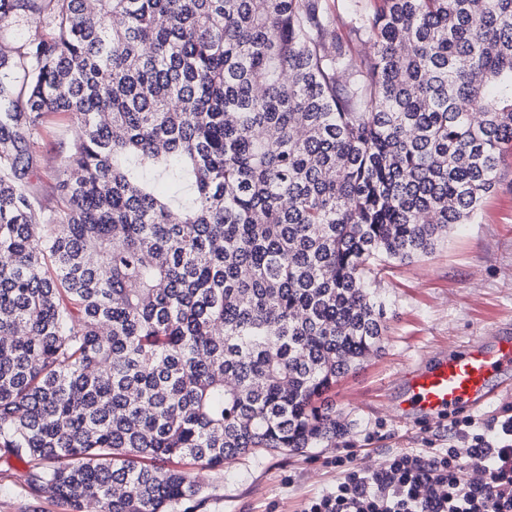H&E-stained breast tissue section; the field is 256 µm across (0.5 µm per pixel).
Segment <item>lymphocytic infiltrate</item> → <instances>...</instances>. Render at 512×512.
<instances>
[{
    "label": "lymphocytic infiltrate",
    "mask_w": 512,
    "mask_h": 512,
    "mask_svg": "<svg viewBox=\"0 0 512 512\" xmlns=\"http://www.w3.org/2000/svg\"><path fill=\"white\" fill-rule=\"evenodd\" d=\"M461 448L405 449L367 472L344 470L303 512H512V415H465L453 423ZM480 465L481 479L467 475Z\"/></svg>",
    "instance_id": "f902f5d3"
}]
</instances>
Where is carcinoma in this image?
Instances as JSON below:
<instances>
[{"mask_svg":"<svg viewBox=\"0 0 512 512\" xmlns=\"http://www.w3.org/2000/svg\"><path fill=\"white\" fill-rule=\"evenodd\" d=\"M0 0V458L67 512H187L208 470L332 444L377 276L512 151V0ZM51 114L59 207L28 190ZM335 16L337 15V28L335 26V33L342 37L344 41L348 42L351 47L358 52L364 51V46L356 42L355 34L352 30L350 21V14L347 12L343 0H329Z\"/></svg>","mask_w":512,"mask_h":512,"instance_id":"cac0c4a2","label":"carcinoma"}]
</instances>
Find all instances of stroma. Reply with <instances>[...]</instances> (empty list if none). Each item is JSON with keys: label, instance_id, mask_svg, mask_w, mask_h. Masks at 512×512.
I'll return each instance as SVG.
<instances>
[{"label": "stroma", "instance_id": "35a3bbf8", "mask_svg": "<svg viewBox=\"0 0 512 512\" xmlns=\"http://www.w3.org/2000/svg\"><path fill=\"white\" fill-rule=\"evenodd\" d=\"M74 136L69 118L57 116L32 149L35 174L29 188L46 206L57 205L55 172ZM380 288L389 307L385 348L340 379L331 393L348 424L345 434L298 454L259 449L220 472L198 470L207 495L201 512H302L309 499L335 486L337 458L372 471L397 450L451 444L448 416L401 417L391 405L401 392L403 370L426 366L452 344L476 336L512 334V154L475 218L455 225L427 257L392 263ZM24 469L19 460H0V512H64L51 500L28 496L20 483Z\"/></svg>", "mask_w": 512, "mask_h": 512}]
</instances>
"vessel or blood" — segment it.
<instances>
[{"label":"vessel or blood","mask_w":512,"mask_h":512,"mask_svg":"<svg viewBox=\"0 0 512 512\" xmlns=\"http://www.w3.org/2000/svg\"><path fill=\"white\" fill-rule=\"evenodd\" d=\"M511 371L512 338L478 336L428 367L406 370L399 406L424 417L488 407L502 395L499 381Z\"/></svg>","instance_id":"1"}]
</instances>
